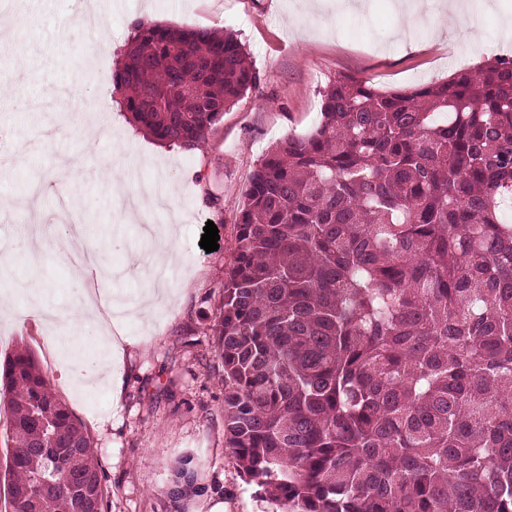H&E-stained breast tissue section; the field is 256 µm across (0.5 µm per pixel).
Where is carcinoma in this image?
Wrapping results in <instances>:
<instances>
[{"instance_id":"1","label":"carcinoma","mask_w":512,"mask_h":512,"mask_svg":"<svg viewBox=\"0 0 512 512\" xmlns=\"http://www.w3.org/2000/svg\"><path fill=\"white\" fill-rule=\"evenodd\" d=\"M132 30L114 91L165 144L256 87L231 34ZM214 336L227 443L283 512H512V57L410 93L337 75L250 174ZM0 408L11 512H102L30 352Z\"/></svg>"}]
</instances>
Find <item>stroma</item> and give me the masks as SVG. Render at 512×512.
Instances as JSON below:
<instances>
[{"label":"stroma","instance_id":"stroma-1","mask_svg":"<svg viewBox=\"0 0 512 512\" xmlns=\"http://www.w3.org/2000/svg\"><path fill=\"white\" fill-rule=\"evenodd\" d=\"M153 15L165 26L233 33L258 73V86L211 127L199 148L160 145L121 110L112 74L134 21ZM512 0H494L477 40L443 33L432 40L429 12L414 18L404 38L394 0H363L361 9H337L322 0L308 12L303 0H116L100 22L109 42L93 50L70 0H39L37 11L13 13L0 43V129L17 156L0 181V289H15L10 321H0V364L29 350L53 392L88 431L105 485L104 512H277L248 483L224 433V367L212 328L224 301L237 218L254 168L284 138L308 134L320 120L321 94L337 74L369 80L379 90L410 91L443 82L462 67L512 55ZM85 96L82 113L68 106L70 88ZM49 100L47 110H21L16 94ZM75 175L86 205L81 221L90 241L105 238L102 287L138 304L152 281L130 262L142 246L141 228L174 229L180 258L164 282L150 318L121 323L111 357L94 351L97 333L86 327V363L105 374L83 384L71 373L73 353L50 345L49 312L78 303L80 267L58 255L57 226L66 216L57 198L29 197L31 182ZM120 180L121 191L110 188ZM162 183L166 202L140 212L126 208L144 184ZM219 248L199 242L207 222ZM29 228L38 262L16 257L17 234ZM38 286L40 307L28 300ZM190 460L191 486H176L174 471Z\"/></svg>","mask_w":512,"mask_h":512}]
</instances>
